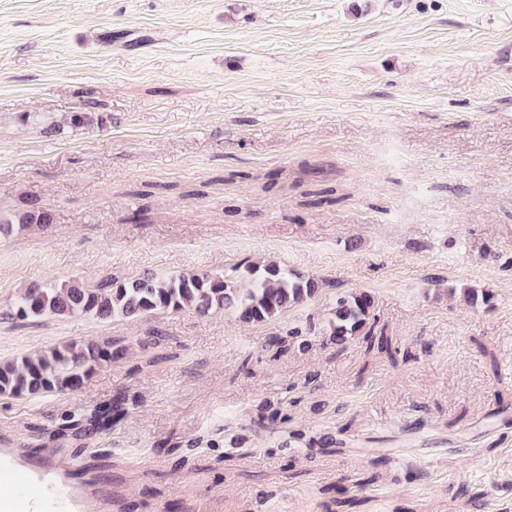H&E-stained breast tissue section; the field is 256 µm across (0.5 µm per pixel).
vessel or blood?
Instances as JSON below:
<instances>
[{"instance_id": "b4317fda", "label": "vessel or blood", "mask_w": 512, "mask_h": 512, "mask_svg": "<svg viewBox=\"0 0 512 512\" xmlns=\"http://www.w3.org/2000/svg\"><path fill=\"white\" fill-rule=\"evenodd\" d=\"M105 482L54 449L33 457L19 448H0V512H86L92 502L99 512H110Z\"/></svg>"}]
</instances>
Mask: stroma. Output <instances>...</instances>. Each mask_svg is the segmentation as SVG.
I'll list each match as a JSON object with an SVG mask.
<instances>
[{"instance_id":"stroma-1","label":"stroma","mask_w":512,"mask_h":512,"mask_svg":"<svg viewBox=\"0 0 512 512\" xmlns=\"http://www.w3.org/2000/svg\"><path fill=\"white\" fill-rule=\"evenodd\" d=\"M31 196L56 220L0 236V359L125 355L0 397V442L111 467L112 512H512V0H0V218ZM262 259L324 287L251 326L12 314L34 280ZM351 289L395 358L289 338ZM125 408L121 398L110 399L91 410L83 419L70 421L62 426L58 434L65 436L67 430L104 432L112 429V426L123 419ZM84 422V424H83Z\"/></svg>"}]
</instances>
